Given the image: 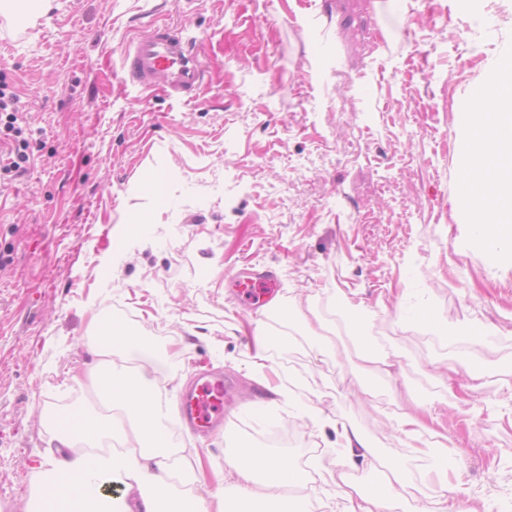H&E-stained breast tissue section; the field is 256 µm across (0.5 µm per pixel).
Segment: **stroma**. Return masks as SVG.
<instances>
[{
  "mask_svg": "<svg viewBox=\"0 0 512 512\" xmlns=\"http://www.w3.org/2000/svg\"><path fill=\"white\" fill-rule=\"evenodd\" d=\"M163 26L198 49L194 101L120 80L126 47ZM511 47L512 0H52L31 25L0 16V77L21 109L0 139L28 158L23 175L0 170V512H35L52 418L99 405L65 378L89 359L98 311L180 344L168 395L206 366L230 380L222 430L176 423L186 457L225 470L237 448L262 447L288 408L271 400L256 417L255 402L301 382L365 435L370 468H405L412 493L384 512L437 495L393 430L419 404L436 406L469 495L512 512V258H486L458 200L466 106ZM248 264L276 270L283 323L266 329L289 337L264 383L246 358L254 310L225 290ZM401 307L475 333L464 350L436 345ZM320 329L335 355L319 354ZM356 332L391 356V376L360 371ZM288 424L310 436L283 447L304 500L339 512L316 476L339 461L333 429Z\"/></svg>",
  "mask_w": 512,
  "mask_h": 512,
  "instance_id": "stroma-1",
  "label": "stroma"
}]
</instances>
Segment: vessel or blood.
<instances>
[{
	"label": "vessel or blood",
	"mask_w": 512,
	"mask_h": 512,
	"mask_svg": "<svg viewBox=\"0 0 512 512\" xmlns=\"http://www.w3.org/2000/svg\"><path fill=\"white\" fill-rule=\"evenodd\" d=\"M159 76L164 78L170 94L187 101L194 99L204 82V65L180 29L166 27L147 33L124 54L122 78L125 82L148 87ZM228 285L241 301L254 307L268 305L276 298L279 288L275 273L269 270L239 273ZM225 392L222 374L200 375L184 395L186 425L196 431L222 425Z\"/></svg>",
	"instance_id": "obj_1"
}]
</instances>
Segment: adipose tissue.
<instances>
[{
    "mask_svg": "<svg viewBox=\"0 0 512 512\" xmlns=\"http://www.w3.org/2000/svg\"><path fill=\"white\" fill-rule=\"evenodd\" d=\"M472 146L460 180V200L471 215L472 239L490 258H499L504 242L512 240V65L504 64L488 93L470 103ZM126 356L129 366L115 368L105 351ZM96 363L88 371L97 396L120 410L114 418L79 409L69 423L56 425V453L39 457L34 473L46 480L49 495L71 505L73 512H240L223 492L205 497L200 488L222 483V471L207 469L201 456L185 460L166 433L173 411L163 398L157 376L172 372L176 351L152 347L145 339L113 327L106 340L96 342ZM282 399L296 402L314 423L335 429L347 465L366 459L370 445L352 426L336 421L314 404L311 395L281 385ZM424 411H406L394 431L407 447L431 464L425 477L448 482V438L428 428ZM121 438L124 448L106 450ZM239 497L248 500L285 492L301 481L298 465L289 457L239 448L231 463ZM327 485L343 502L342 512H382L385 494L405 488L407 475L387 465L385 494L370 493L349 481L328 476Z\"/></svg>",
    "mask_w": 512,
    "mask_h": 512,
    "instance_id": "obj_1",
    "label": "adipose tissue"
}]
</instances>
